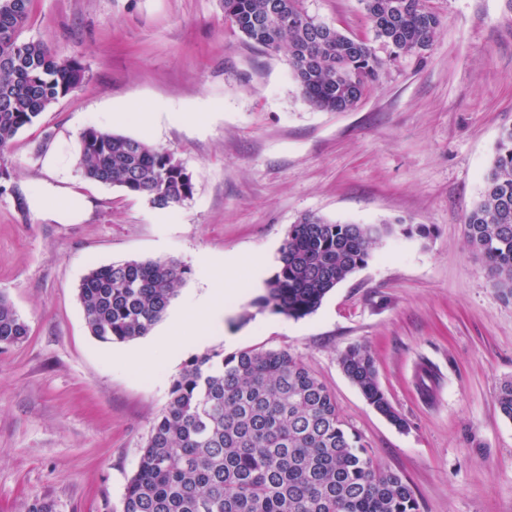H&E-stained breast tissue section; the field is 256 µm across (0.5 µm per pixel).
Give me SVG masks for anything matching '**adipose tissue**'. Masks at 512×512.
<instances>
[{
	"label": "adipose tissue",
	"instance_id": "obj_1",
	"mask_svg": "<svg viewBox=\"0 0 512 512\" xmlns=\"http://www.w3.org/2000/svg\"><path fill=\"white\" fill-rule=\"evenodd\" d=\"M32 211L61 224L82 219L86 204L77 193L47 182L29 198ZM230 276H221L209 283L203 294L193 296L171 317L165 331L156 340L159 352L178 355L184 348L197 345L199 337L220 336L224 332L226 301L236 298L237 289Z\"/></svg>",
	"mask_w": 512,
	"mask_h": 512
}]
</instances>
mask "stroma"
<instances>
[{
	"label": "stroma",
	"instance_id": "obj_1",
	"mask_svg": "<svg viewBox=\"0 0 512 512\" xmlns=\"http://www.w3.org/2000/svg\"><path fill=\"white\" fill-rule=\"evenodd\" d=\"M441 25L422 55L392 56L359 0H305L309 14L372 41L383 68L349 112L313 108L287 54H266L224 18L223 0H33L24 38L81 57L87 83L15 138L0 193V295L30 327L0 351V512H122L129 480L170 385L190 362L131 369L85 324L78 287L91 267L171 258L191 267L183 296L217 270L256 262L199 352L285 349L330 390L374 462L404 477L418 512H512V421L495 387L512 378V300L500 298L464 235L502 126L512 125V0H427ZM151 112L116 133L168 150L192 174L185 205L152 207L83 178L77 140L105 113ZM196 113L193 121L181 120ZM57 155L89 208L82 221L37 216L27 199ZM423 224L394 234L311 315L259 310L291 224ZM369 347L380 385L408 422L380 416L343 373ZM436 382L419 389L422 368Z\"/></svg>",
	"mask_w": 512,
	"mask_h": 512
}]
</instances>
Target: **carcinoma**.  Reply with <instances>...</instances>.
Instances as JSON below:
<instances>
[{
  "label": "carcinoma",
  "instance_id": "carcinoma-1",
  "mask_svg": "<svg viewBox=\"0 0 512 512\" xmlns=\"http://www.w3.org/2000/svg\"><path fill=\"white\" fill-rule=\"evenodd\" d=\"M375 39L394 56L420 54L441 20L426 0H360ZM32 0H0V191L10 179L15 137L59 99L86 83L80 57L22 38ZM224 18L268 54L288 52L303 99L347 112L379 80L370 43L311 16L304 0H224ZM79 165L89 181L122 188L157 209L193 198L192 175L173 153L88 127ZM471 251L493 288L512 298V126L500 132L476 206L464 219ZM391 224H339L306 214L288 229L277 266L254 305L300 319L356 270ZM189 266L173 259H130L91 268L79 285L89 333L104 343L147 335L163 318ZM29 335L27 322L0 296V347ZM340 366L368 403L400 429L407 421L378 381L376 361L353 345ZM496 403L512 421V379ZM123 512H418L409 484L375 463L341 418L336 402L305 363L288 351H207L174 379L155 420Z\"/></svg>",
  "mask_w": 512,
  "mask_h": 512
}]
</instances>
